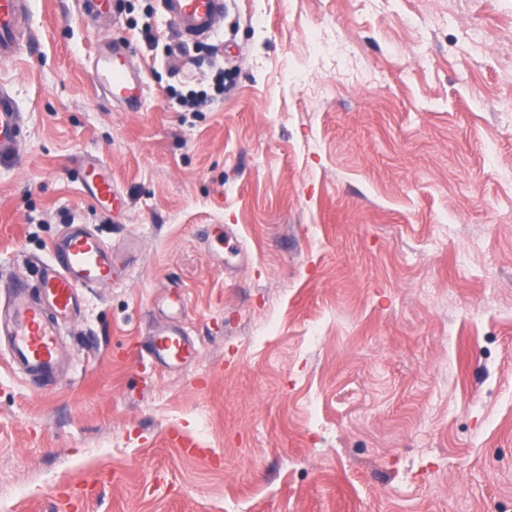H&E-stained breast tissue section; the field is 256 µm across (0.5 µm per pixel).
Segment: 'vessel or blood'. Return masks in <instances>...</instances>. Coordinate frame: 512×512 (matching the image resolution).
Wrapping results in <instances>:
<instances>
[{
  "label": "vessel or blood",
  "instance_id": "obj_1",
  "mask_svg": "<svg viewBox=\"0 0 512 512\" xmlns=\"http://www.w3.org/2000/svg\"><path fill=\"white\" fill-rule=\"evenodd\" d=\"M162 8L176 26L184 43L208 38L224 15V0H161ZM27 0H0V60L16 58L27 41L24 16ZM128 46L100 43L94 50L95 87L126 111H137L143 102V77L127 63ZM24 119L13 95L0 86V155L14 153L23 134ZM84 187L102 204L116 198L110 167L90 157L82 162ZM58 264L39 270L38 297H30L17 284L0 331L8 338L10 355L35 384L55 377L63 357L59 342L62 325L72 320L81 306V291L111 284L120 258L101 238L83 228L70 229L55 247ZM151 351L160 361L178 362L190 352L183 328L157 333Z\"/></svg>",
  "mask_w": 512,
  "mask_h": 512
}]
</instances>
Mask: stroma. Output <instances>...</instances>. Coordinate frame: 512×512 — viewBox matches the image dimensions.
I'll use <instances>...</instances> for the list:
<instances>
[{
  "label": "stroma",
  "instance_id": "35a3bbf8",
  "mask_svg": "<svg viewBox=\"0 0 512 512\" xmlns=\"http://www.w3.org/2000/svg\"><path fill=\"white\" fill-rule=\"evenodd\" d=\"M29 5L0 303L73 224L127 264L51 385L0 344V512H512V0H226L187 45L159 0ZM173 326L191 355L142 360ZM128 53L125 43L97 44L93 72L96 89L124 111L135 112L142 105L145 83L140 71L127 64ZM84 187L99 203L112 205L117 195L112 184L110 167L98 157H90L82 162Z\"/></svg>",
  "mask_w": 512,
  "mask_h": 512
}]
</instances>
